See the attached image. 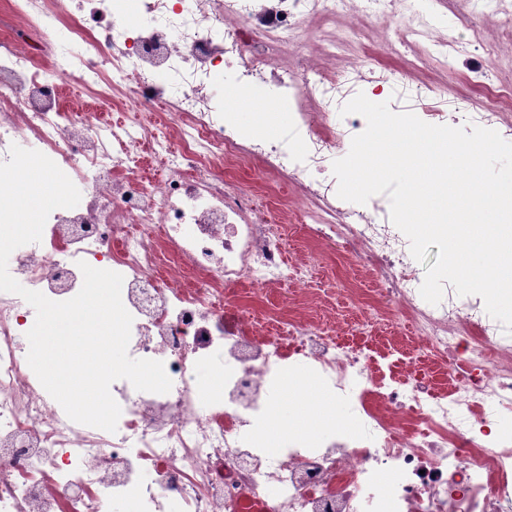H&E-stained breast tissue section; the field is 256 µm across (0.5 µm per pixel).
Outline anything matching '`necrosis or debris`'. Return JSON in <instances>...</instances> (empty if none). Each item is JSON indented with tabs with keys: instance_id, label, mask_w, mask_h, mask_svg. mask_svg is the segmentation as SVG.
Returning a JSON list of instances; mask_svg holds the SVG:
<instances>
[{
	"instance_id": "4bbe7bcc",
	"label": "necrosis or debris",
	"mask_w": 512,
	"mask_h": 512,
	"mask_svg": "<svg viewBox=\"0 0 512 512\" xmlns=\"http://www.w3.org/2000/svg\"><path fill=\"white\" fill-rule=\"evenodd\" d=\"M349 0H5L0 6V162L26 142L81 193L54 210L40 242L12 253L10 274L55 301L82 287L79 262L121 274L133 317L128 354L163 362L168 393L118 380L116 432L72 422L27 362L35 322L20 296L0 292V512H101L129 497L137 512H512V333L480 296L445 287L421 296L408 238L383 196L357 205L329 177L339 145L363 132L336 106L391 88L424 122L512 136V87L489 81L480 37L439 36L425 19V54L462 59L477 112H452L436 86L390 76L364 57L336 76L283 48L319 38L346 48L363 21L389 29L391 0H358L347 36L327 20ZM232 84H225L226 72ZM275 84L273 111L251 135L224 98ZM124 91L112 121L97 102ZM259 160L281 184L302 187L297 214L309 237L368 271L377 287L365 328L407 324L418 351L448 373V388L414 375L413 359L383 364L341 342L335 310L313 324L266 320L234 306V292L316 300L315 256H289L286 209L215 174L214 162ZM208 384H201L202 373ZM312 380L356 412L310 438L288 434L278 453L260 435L286 380Z\"/></svg>"
}]
</instances>
